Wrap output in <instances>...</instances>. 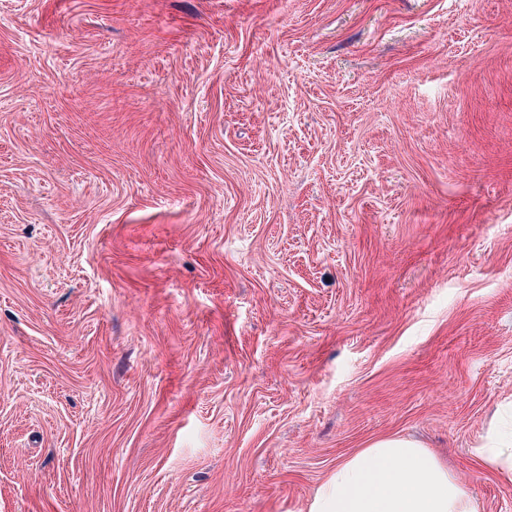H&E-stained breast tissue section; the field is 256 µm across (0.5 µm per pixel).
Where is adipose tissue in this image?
Here are the masks:
<instances>
[{"mask_svg": "<svg viewBox=\"0 0 512 512\" xmlns=\"http://www.w3.org/2000/svg\"><path fill=\"white\" fill-rule=\"evenodd\" d=\"M309 512H481L454 473L420 441L389 435L337 463Z\"/></svg>", "mask_w": 512, "mask_h": 512, "instance_id": "ef3b65f1", "label": "adipose tissue"}]
</instances>
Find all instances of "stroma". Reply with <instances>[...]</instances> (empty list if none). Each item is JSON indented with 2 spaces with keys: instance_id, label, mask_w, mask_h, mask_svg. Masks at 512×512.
<instances>
[{
  "instance_id": "stroma-1",
  "label": "stroma",
  "mask_w": 512,
  "mask_h": 512,
  "mask_svg": "<svg viewBox=\"0 0 512 512\" xmlns=\"http://www.w3.org/2000/svg\"><path fill=\"white\" fill-rule=\"evenodd\" d=\"M512 429V0H0V512H307Z\"/></svg>"
}]
</instances>
